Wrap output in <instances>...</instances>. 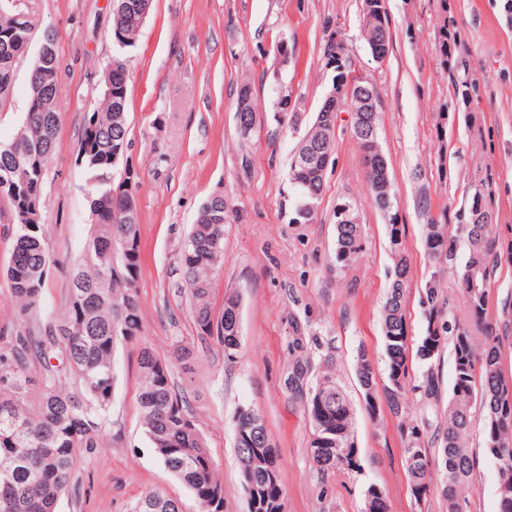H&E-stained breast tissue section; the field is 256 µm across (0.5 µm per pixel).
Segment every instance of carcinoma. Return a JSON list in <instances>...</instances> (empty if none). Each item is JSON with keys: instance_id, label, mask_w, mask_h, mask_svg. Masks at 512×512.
Instances as JSON below:
<instances>
[{"instance_id": "1", "label": "carcinoma", "mask_w": 512, "mask_h": 512, "mask_svg": "<svg viewBox=\"0 0 512 512\" xmlns=\"http://www.w3.org/2000/svg\"><path fill=\"white\" fill-rule=\"evenodd\" d=\"M113 40L133 47L141 33L139 0H116ZM26 27L38 41L37 55L28 72L30 98L15 137L0 141V163L17 171V192L6 196L11 211L32 198H44V182L56 150L61 103L59 66L54 34L38 32L31 0H0V109L13 83L17 61L29 45L15 35ZM111 71L113 93L100 86V95L87 117L79 152L89 175L88 198L91 232L81 256L69 264L70 288L64 309L55 316L42 315L40 300L45 284L58 264L46 242L41 223L19 224L6 276L17 314L14 336L0 348V464L12 463L10 474L0 473V512H55L59 498L75 490L77 460L95 453L103 444V425L116 385L113 356L118 345L141 339V309L137 290L140 254L128 255L124 243L140 241L138 217L127 219L133 195L116 194L131 182L126 176L112 180L116 153L127 147L126 108H116L114 98L127 100L128 60ZM380 174L369 166V190L375 207L392 212L393 200H380L374 181ZM290 177L301 201L297 211L319 199L324 177L313 168L291 165ZM224 197L204 202L180 249V263L191 310L202 341L213 339L231 359L240 346L241 331L234 309L241 298L224 300V312L214 316L208 301L213 276L224 266V223L215 219ZM484 219L462 225L468 258L462 269L464 298L475 330L483 344L466 327L447 319L450 299L438 289H426V335L418 347L419 358L431 363L445 346H451L453 377L448 410L437 458L422 447L424 431L410 424L403 432V456L411 492L421 500L431 492L433 468L442 471L440 493L448 512L469 505L473 492L476 452L470 436L481 424L485 458L498 473V512H512V383L501 375L500 337L486 321L487 285L498 266L496 225L489 211ZM400 228L389 225L395 256L394 276L383 305V339L386 379L378 384L371 361L361 353L356 375L366 406L376 411L378 395L399 416L404 409L408 376V326L404 313L407 259L400 251ZM429 255L443 264L454 261L453 236L447 224L426 226ZM362 252L359 224L336 225V263L345 265ZM197 352L177 344L169 360L160 359L147 345L140 349L139 406L145 436L153 452L171 475L197 501L199 512L224 507V484L198 420L187 407L186 396L171 383L173 369L185 374L196 370ZM110 370V383L101 386L95 375ZM420 399L437 402L439 380L427 368L416 386ZM311 426L309 454L322 472L353 464V408L336 378L323 374L308 388L305 400ZM235 446L254 447L238 455L242 487L256 491L254 512H283V486L278 451L271 442L263 417L248 409L234 424ZM216 509H211V505ZM131 512H182L181 501L163 490H150ZM368 512H388L386 493L368 489Z\"/></svg>"}]
</instances>
